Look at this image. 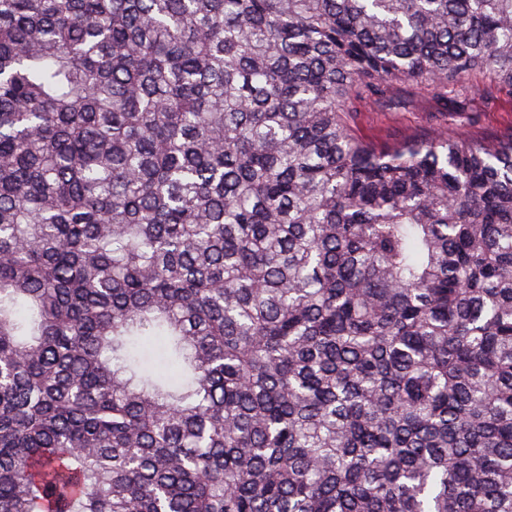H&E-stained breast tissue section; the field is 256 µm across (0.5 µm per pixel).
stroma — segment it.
<instances>
[{"label":"stroma","mask_w":512,"mask_h":512,"mask_svg":"<svg viewBox=\"0 0 512 512\" xmlns=\"http://www.w3.org/2000/svg\"><path fill=\"white\" fill-rule=\"evenodd\" d=\"M469 111L457 112L447 102L446 91L434 86L395 82L381 96L362 101L353 113V135L367 143L385 146L431 132L486 142L512 134V94L494 89L486 74L467 80Z\"/></svg>","instance_id":"stroma-1"}]
</instances>
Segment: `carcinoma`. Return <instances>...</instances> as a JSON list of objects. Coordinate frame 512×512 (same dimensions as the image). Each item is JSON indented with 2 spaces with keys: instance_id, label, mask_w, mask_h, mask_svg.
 <instances>
[{
  "instance_id": "carcinoma-1",
  "label": "carcinoma",
  "mask_w": 512,
  "mask_h": 512,
  "mask_svg": "<svg viewBox=\"0 0 512 512\" xmlns=\"http://www.w3.org/2000/svg\"><path fill=\"white\" fill-rule=\"evenodd\" d=\"M512 0H0V512H512ZM472 112L447 106V91L436 86L393 82L379 97L362 101L353 112V135L367 143L385 146L431 132L486 142L512 134V94L493 88L488 76L474 72L467 80Z\"/></svg>"
}]
</instances>
